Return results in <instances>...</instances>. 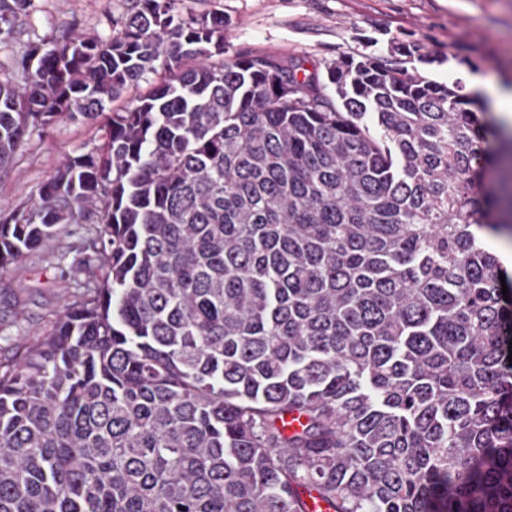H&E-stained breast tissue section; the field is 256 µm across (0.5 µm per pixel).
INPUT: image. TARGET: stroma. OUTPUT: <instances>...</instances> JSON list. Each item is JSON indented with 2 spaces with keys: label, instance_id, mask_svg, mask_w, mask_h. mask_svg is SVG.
I'll return each instance as SVG.
<instances>
[{
  "label": "stroma",
  "instance_id": "1",
  "mask_svg": "<svg viewBox=\"0 0 512 512\" xmlns=\"http://www.w3.org/2000/svg\"><path fill=\"white\" fill-rule=\"evenodd\" d=\"M127 0H38L21 18L13 40L0 47L4 61L23 50L32 34L76 32L111 37L105 17ZM183 12L224 15V54L239 49L284 62L324 69L343 53L390 55L393 44H418L428 80L512 83V0H181ZM102 142L98 127L61 120L34 134L16 154V170L0 179V206L13 207L36 193L65 156ZM80 230L65 225L38 251L0 269V362L13 361L24 342L48 334L82 285L98 271L81 266Z\"/></svg>",
  "mask_w": 512,
  "mask_h": 512
}]
</instances>
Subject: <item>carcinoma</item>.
I'll return each instance as SVG.
<instances>
[{"instance_id": "cac0c4a2", "label": "carcinoma", "mask_w": 512, "mask_h": 512, "mask_svg": "<svg viewBox=\"0 0 512 512\" xmlns=\"http://www.w3.org/2000/svg\"><path fill=\"white\" fill-rule=\"evenodd\" d=\"M130 2L0 61L1 177L104 131L0 209L1 269L85 222L100 271L0 364V512H512V289L475 234L512 237V135L405 44L323 80ZM35 11L0 0V45ZM103 131L81 121H57L27 140L16 154V170L0 179V207H14L36 193L65 156L102 143Z\"/></svg>"}]
</instances>
